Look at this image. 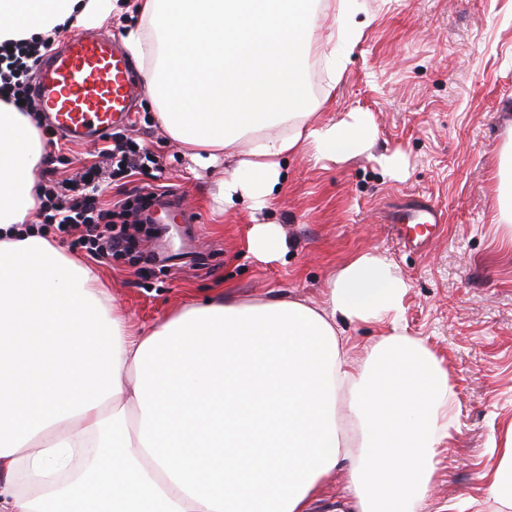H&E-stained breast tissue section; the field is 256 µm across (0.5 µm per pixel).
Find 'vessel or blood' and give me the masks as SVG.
I'll return each mask as SVG.
<instances>
[{
  "mask_svg": "<svg viewBox=\"0 0 512 512\" xmlns=\"http://www.w3.org/2000/svg\"><path fill=\"white\" fill-rule=\"evenodd\" d=\"M142 89L133 63L111 38L78 34L46 57L33 94L53 129L84 142L125 124ZM154 208L168 224L196 221L168 195L158 197ZM392 221L398 239L413 240L441 224L442 213L417 201L398 209Z\"/></svg>",
  "mask_w": 512,
  "mask_h": 512,
  "instance_id": "obj_1",
  "label": "vessel or blood"
}]
</instances>
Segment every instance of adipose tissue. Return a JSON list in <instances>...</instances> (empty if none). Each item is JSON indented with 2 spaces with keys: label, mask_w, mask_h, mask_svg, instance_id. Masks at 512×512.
<instances>
[{
  "label": "adipose tissue",
  "mask_w": 512,
  "mask_h": 512,
  "mask_svg": "<svg viewBox=\"0 0 512 512\" xmlns=\"http://www.w3.org/2000/svg\"><path fill=\"white\" fill-rule=\"evenodd\" d=\"M115 0H0V42L98 27ZM319 0H138L124 30L171 139L215 195L268 209L283 161L371 149L365 112L315 120L302 63ZM35 122L0 102V512H312L350 460L355 512H415L448 436L446 372L401 325L408 283L361 253L323 304H187L134 329L91 266L31 230ZM386 331L352 358L342 323ZM349 392L346 436L336 417Z\"/></svg>",
  "instance_id": "ef3b65f1"
}]
</instances>
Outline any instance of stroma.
<instances>
[{"label": "stroma", "mask_w": 512, "mask_h": 512, "mask_svg": "<svg viewBox=\"0 0 512 512\" xmlns=\"http://www.w3.org/2000/svg\"><path fill=\"white\" fill-rule=\"evenodd\" d=\"M363 34L338 81L320 69L312 109L321 122L350 112L372 118L371 150L347 160L289 156L282 190L261 216L290 242L283 258L248 249L254 224L246 202L225 212L213 194L223 162L192 170L180 145L141 96L129 135L158 160L105 182L102 208L134 187L180 191L198 214L172 231L175 245L152 237L96 263L130 323L147 329L186 304L213 295L239 301H322L342 266L370 252L390 262L410 288L401 323L447 372L448 440L439 448L432 490L420 512H494L484 474L494 472L512 428V244L498 222L501 149L512 139V0H356ZM96 143L51 148L36 183L63 180L94 162ZM396 156L387 172L380 156ZM425 200L443 222L421 246L400 241L392 208Z\"/></svg>", "instance_id": "stroma-1"}]
</instances>
